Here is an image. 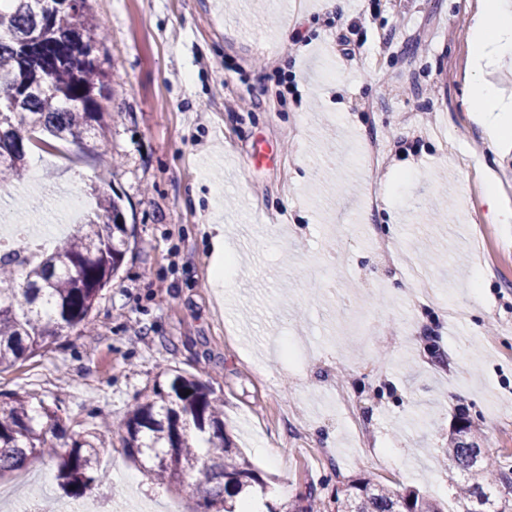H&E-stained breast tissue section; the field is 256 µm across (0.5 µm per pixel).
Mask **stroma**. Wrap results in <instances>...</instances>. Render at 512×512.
<instances>
[{
    "label": "stroma",
    "instance_id": "stroma-1",
    "mask_svg": "<svg viewBox=\"0 0 512 512\" xmlns=\"http://www.w3.org/2000/svg\"><path fill=\"white\" fill-rule=\"evenodd\" d=\"M278 2L88 0L109 152L32 149L0 210L57 224L60 196L97 186L136 234L92 335L64 333L0 372V392L27 394L34 415L59 405L82 431L120 424L176 370L223 400L227 434L267 484L249 494L255 512L328 501L363 473L454 506L461 476L440 450L459 411L512 466V224L486 220L490 192L512 208V147L491 153L465 94L480 0L371 13L346 0L341 16L329 0ZM351 32L348 62L338 36ZM371 143L375 165L360 159ZM256 147L267 162L245 167ZM218 233L236 256L228 288L211 279ZM103 440L88 494L152 512L194 498L153 484L119 434ZM56 470L37 454L20 495L63 499Z\"/></svg>",
    "mask_w": 512,
    "mask_h": 512
}]
</instances>
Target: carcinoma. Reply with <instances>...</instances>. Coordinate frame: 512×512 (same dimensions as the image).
<instances>
[{"label":"carcinoma","mask_w":512,"mask_h":512,"mask_svg":"<svg viewBox=\"0 0 512 512\" xmlns=\"http://www.w3.org/2000/svg\"><path fill=\"white\" fill-rule=\"evenodd\" d=\"M86 0H0V186L24 173L27 155L46 132L88 150L107 148L101 104L108 74L93 55L98 24ZM97 210L51 250L0 254V371L72 330L91 331V314L128 252L134 228L112 195L93 189ZM58 407L30 415L27 397L0 392V476L20 469L39 448L66 437ZM127 457L157 485L187 480L215 485L187 512H235L234 498L258 486L261 472L224 432V411L193 376L170 374L133 405L118 427ZM481 434L458 416L442 449L461 474L462 512H512V475L483 454ZM57 454L58 479L77 498L96 480L102 433L77 432ZM323 512H445L417 490L405 492L362 476L323 505Z\"/></svg>","instance_id":"cac0c4a2"}]
</instances>
